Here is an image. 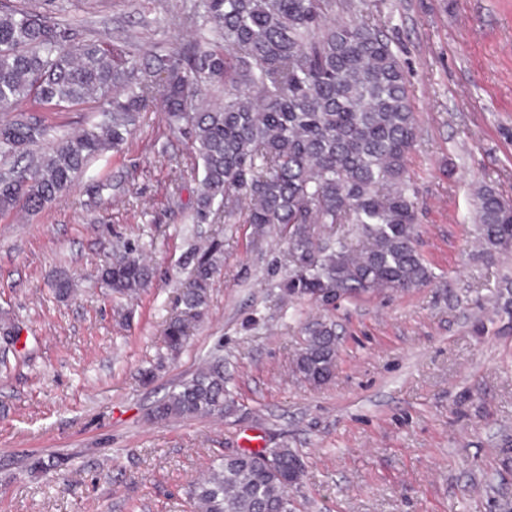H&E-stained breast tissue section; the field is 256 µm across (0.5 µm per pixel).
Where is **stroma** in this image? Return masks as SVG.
<instances>
[{
	"mask_svg": "<svg viewBox=\"0 0 512 512\" xmlns=\"http://www.w3.org/2000/svg\"><path fill=\"white\" fill-rule=\"evenodd\" d=\"M404 65L420 133L407 168L427 285L317 309L282 297L277 228L192 221L202 166L166 113L93 159L37 213L0 212V512H192L214 456L288 446L305 465L295 512H512V252L475 246L476 194L512 200V0H365ZM183 0H74L84 39L145 56L198 43ZM53 136L99 122L98 104L40 115ZM223 263L183 351L167 320L191 280V245ZM139 245L153 269L133 296L100 270ZM67 274L74 290L52 284ZM335 322L332 381L293 370L306 329ZM235 390L221 417L154 420L151 407L214 354ZM154 378L142 383V370ZM59 458L61 470L31 468Z\"/></svg>",
	"mask_w": 512,
	"mask_h": 512,
	"instance_id": "35a3bbf8",
	"label": "stroma"
}]
</instances>
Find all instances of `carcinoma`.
Returning <instances> with one entry per match:
<instances>
[{"label":"carcinoma","mask_w":512,"mask_h":512,"mask_svg":"<svg viewBox=\"0 0 512 512\" xmlns=\"http://www.w3.org/2000/svg\"><path fill=\"white\" fill-rule=\"evenodd\" d=\"M40 11L0 0V112L28 99L58 111L98 101L106 120L47 141L41 120L0 122V211H37L62 197L89 161L126 143L139 112L153 106L192 139L202 162L194 223L224 216L263 228L276 224L288 244L285 295L323 309L337 300L399 292L430 282L416 247L417 208L406 176L418 125L405 70L378 23L356 0H193L183 23L212 39L188 55L146 60L105 39L78 38L66 16L72 0ZM481 253L512 251V203L492 186L477 192ZM349 226L347 233L334 228ZM357 239L356 244L348 236ZM194 275L181 311L166 324L167 350L180 352L204 316L221 251L191 253ZM102 278L131 296L152 278L137 248ZM336 323L317 321L293 371L311 386L332 379ZM234 402L216 359L152 409L157 420L221 415ZM300 453L283 446L220 455L194 484L195 512H285L301 484Z\"/></svg>","instance_id":"carcinoma-1"}]
</instances>
